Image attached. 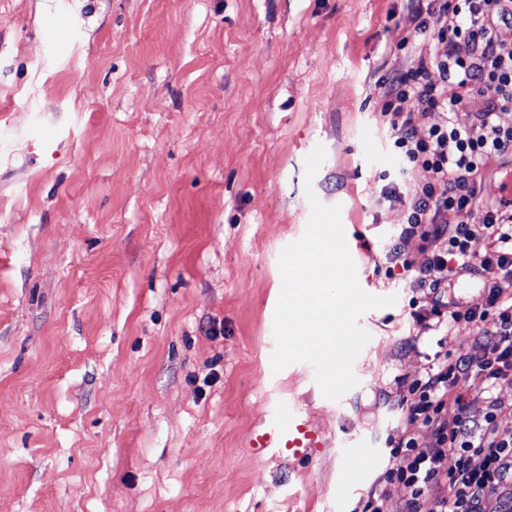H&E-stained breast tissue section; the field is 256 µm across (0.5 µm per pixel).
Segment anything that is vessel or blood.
<instances>
[{
    "instance_id": "obj_1",
    "label": "vessel or blood",
    "mask_w": 512,
    "mask_h": 512,
    "mask_svg": "<svg viewBox=\"0 0 512 512\" xmlns=\"http://www.w3.org/2000/svg\"><path fill=\"white\" fill-rule=\"evenodd\" d=\"M323 440L301 412L291 408L277 412L250 440L249 450L258 456L273 453L278 457L300 456L322 446Z\"/></svg>"
}]
</instances>
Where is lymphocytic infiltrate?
Returning <instances> with one entry per match:
<instances>
[{
  "mask_svg": "<svg viewBox=\"0 0 512 512\" xmlns=\"http://www.w3.org/2000/svg\"><path fill=\"white\" fill-rule=\"evenodd\" d=\"M408 8L434 50L400 38L411 60L380 84L388 123L400 132L394 147L404 178L385 191L405 211L386 260L430 296L417 322L471 323L482 353L444 354L411 383L407 425L392 442L385 481L411 489L399 512H512V406L497 395L502 384L512 385V293L501 286L512 279V186L500 183L492 194L483 181L497 158L512 156V125L501 121L512 109V43L499 36L512 27V0H408ZM411 99L418 111H406ZM437 111L447 113L445 123L418 135L425 114ZM460 112L467 123L457 122ZM452 211L464 221L449 222ZM413 239L427 255L420 266L404 249ZM464 275L480 278L482 308L449 298ZM475 398L485 404L478 422L469 416ZM415 423L429 429V444H419Z\"/></svg>",
  "mask_w": 512,
  "mask_h": 512,
  "instance_id": "f902f5d3",
  "label": "lymphocytic infiltrate"
}]
</instances>
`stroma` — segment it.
<instances>
[{
    "label": "stroma",
    "mask_w": 512,
    "mask_h": 512,
    "mask_svg": "<svg viewBox=\"0 0 512 512\" xmlns=\"http://www.w3.org/2000/svg\"><path fill=\"white\" fill-rule=\"evenodd\" d=\"M407 0H0V512H363L410 383L475 330L384 255ZM325 159L313 181L305 159ZM340 205L365 312L357 387L273 371L279 259L311 199ZM323 436L245 443L277 407ZM355 442L374 464L338 481Z\"/></svg>",
    "instance_id": "obj_1"
}]
</instances>
